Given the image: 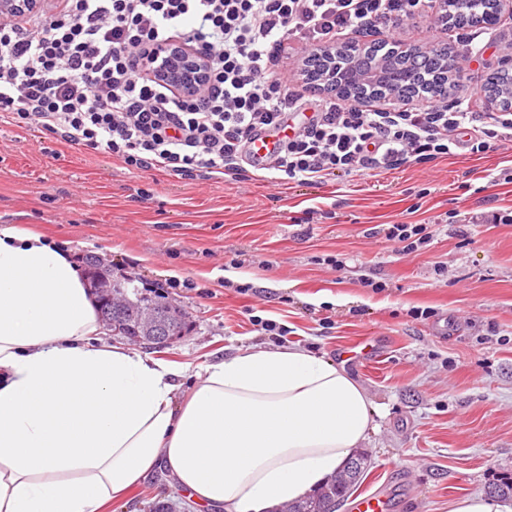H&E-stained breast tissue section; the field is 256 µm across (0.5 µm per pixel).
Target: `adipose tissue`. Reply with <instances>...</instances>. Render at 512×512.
<instances>
[{"instance_id": "obj_1", "label": "adipose tissue", "mask_w": 512, "mask_h": 512, "mask_svg": "<svg viewBox=\"0 0 512 512\" xmlns=\"http://www.w3.org/2000/svg\"><path fill=\"white\" fill-rule=\"evenodd\" d=\"M101 334L69 252L0 227V512H102L161 465L209 512H271L375 429L364 389L305 349L240 347L181 394L177 364Z\"/></svg>"}]
</instances>
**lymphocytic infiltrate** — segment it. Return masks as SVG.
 <instances>
[{
    "label": "lymphocytic infiltrate",
    "mask_w": 512,
    "mask_h": 512,
    "mask_svg": "<svg viewBox=\"0 0 512 512\" xmlns=\"http://www.w3.org/2000/svg\"><path fill=\"white\" fill-rule=\"evenodd\" d=\"M435 0H62L56 13L0 21V116L57 142L101 150L131 170L184 179L274 170L323 185L427 164L457 149L512 146V112L481 110L475 93L392 106L288 86L276 70L290 45L312 51L349 32L398 39ZM178 40L207 61L194 96L159 82L149 50ZM301 122L269 157L260 135Z\"/></svg>",
    "instance_id": "1"
}]
</instances>
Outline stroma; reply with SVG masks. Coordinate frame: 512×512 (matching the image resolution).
<instances>
[{
    "mask_svg": "<svg viewBox=\"0 0 512 512\" xmlns=\"http://www.w3.org/2000/svg\"><path fill=\"white\" fill-rule=\"evenodd\" d=\"M486 39L469 63L474 91L512 58V23ZM510 165L512 150H461L434 166L324 186L251 175L204 182L130 171L106 153L2 123L0 227L40 233L76 257L107 256L114 277L183 308L188 335L135 350L185 366L187 388L239 346L298 345L336 363L348 342L377 337L384 359L347 368L377 410L354 492L386 489L395 512H448L512 477V224L446 220L512 207V183L497 180ZM398 222L428 223L430 244L399 251L379 233ZM173 270L192 287H169ZM422 309L430 318H414ZM263 320L282 335L261 330ZM108 512L195 508L159 470Z\"/></svg>",
    "mask_w": 512,
    "mask_h": 512,
    "instance_id": "35a3bbf8",
    "label": "stroma"
}]
</instances>
